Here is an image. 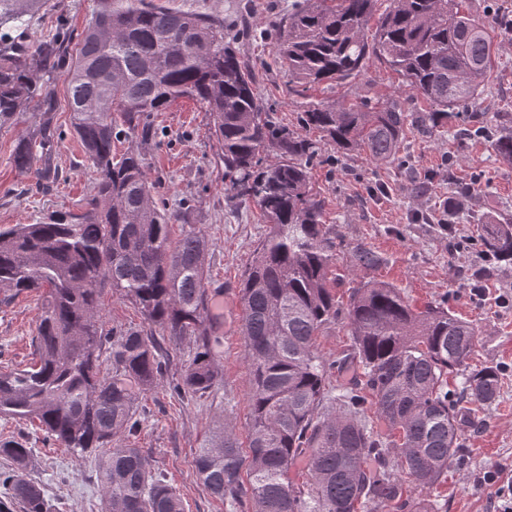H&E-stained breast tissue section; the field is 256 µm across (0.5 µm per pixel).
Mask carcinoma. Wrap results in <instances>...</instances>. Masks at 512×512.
I'll use <instances>...</instances> for the list:
<instances>
[{"label": "carcinoma", "instance_id": "cac0c4a2", "mask_svg": "<svg viewBox=\"0 0 512 512\" xmlns=\"http://www.w3.org/2000/svg\"><path fill=\"white\" fill-rule=\"evenodd\" d=\"M295 0L267 23L296 92L344 85L371 60L388 65L432 111L468 124L492 65L491 29L464 0ZM48 0H0V127L21 125L11 163L49 187L57 182L53 76L66 74L71 128L91 163L94 194L78 214L0 228V290L43 293L38 361L0 370V419H36L47 437L93 454L105 512H186L180 493L129 438L145 421L143 396L165 359L155 335L193 345L173 391L202 398L220 382L223 336L211 315L204 233L159 205L141 153L115 151L146 137L148 117L181 98L212 118L224 184L255 202L269 230L238 289L249 375L247 446L225 416L193 458L197 479L224 512H404L412 494L448 475L461 447V415L500 393L501 371L471 366L476 326L448 302L413 307L400 289L370 280L341 309L333 286L336 236L323 223L311 166L322 134L342 158L366 151L398 159L409 109L399 99L312 103L301 131L264 109L251 66L224 22L166 0H95L76 52L61 30L30 49L28 19ZM494 153L512 163V134L495 133ZM478 243L492 266L512 264V224L488 221ZM353 265L372 268L361 248ZM139 310L137 328L106 327L105 291ZM348 321L351 353L325 357L316 336ZM460 378L453 390L448 376ZM32 449L0 440V456L23 470ZM303 465L305 481L290 477ZM24 512H51L41 488L10 485Z\"/></svg>", "mask_w": 512, "mask_h": 512}]
</instances>
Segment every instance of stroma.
Returning <instances> with one entry per match:
<instances>
[{"label":"stroma","mask_w":512,"mask_h":512,"mask_svg":"<svg viewBox=\"0 0 512 512\" xmlns=\"http://www.w3.org/2000/svg\"><path fill=\"white\" fill-rule=\"evenodd\" d=\"M50 2L49 8L30 20V45H37L61 23L81 33L94 6V0ZM288 3L171 0L172 6L200 10L228 25L248 22L252 32L240 37L236 47L254 69L263 105L288 126H296L299 112L309 103L329 96L345 101L361 96L385 100L401 91V77L375 61L333 94L319 88L295 93L272 39L263 30L265 22L282 14ZM53 82L54 119L64 133L53 155L60 180L47 190L37 189L33 175L16 169L10 160L18 128H1L2 227L32 224L49 214L74 210L93 190V169L69 132L64 75H55ZM480 110L489 124L512 129V35L494 40L493 66ZM150 120L154 137L136 138L132 144L144 158L148 181L181 215L180 223L171 228L172 235H179L185 224L198 225L205 233V265L212 278L225 285L223 305L212 308L224 334V353L217 392L190 400L172 394L170 388L181 378L192 346H166L164 379L142 400L146 420L136 443L151 451L156 468L181 494L186 512H224L223 503L210 497L197 480L192 460L224 413H231L238 436L246 434L249 377L238 328L241 311L236 288L268 227L252 202L231 199L226 191L212 120L200 104L182 99L167 111L151 114ZM446 128L441 135L409 127L403 142L408 155L404 166L382 164L361 152L333 164H314L311 181L326 201L324 221L336 233L340 301H347L360 282L385 281L401 288L415 307L444 299L459 317L477 325L476 360L501 369L500 395L481 419H464L458 464L437 489L419 494L407 512H493L500 485L512 478V305L506 301L512 295V265L500 266L494 276L484 278L482 255L461 251L458 245L475 235L482 222L512 217V164L496 158L490 139L454 136L451 122ZM475 172L481 176V190L469 196L453 195L452 182ZM443 212L453 225L452 232L442 231L435 222ZM360 248L376 252L378 265L351 267L350 258ZM41 307L42 299L35 292L8 299L0 296V369L30 364ZM4 438L27 441L32 456L23 476L44 488L52 512H103L93 456L56 447L36 424L23 420L0 419V439Z\"/></svg>","instance_id":"1"}]
</instances>
